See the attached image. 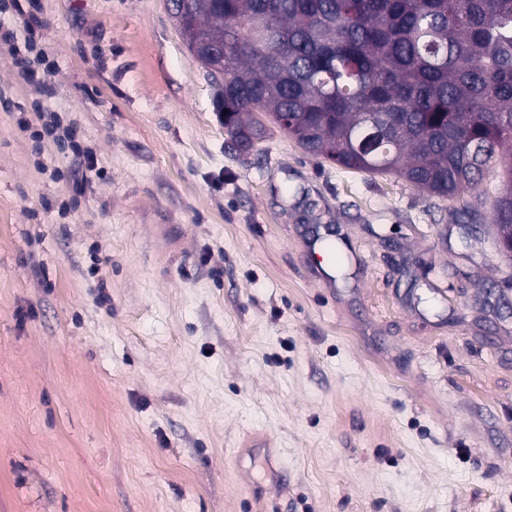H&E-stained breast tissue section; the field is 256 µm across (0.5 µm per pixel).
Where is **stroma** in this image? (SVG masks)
<instances>
[{"label":"stroma","mask_w":512,"mask_h":512,"mask_svg":"<svg viewBox=\"0 0 512 512\" xmlns=\"http://www.w3.org/2000/svg\"><path fill=\"white\" fill-rule=\"evenodd\" d=\"M213 96L167 0H0V512H512L499 170L239 152Z\"/></svg>","instance_id":"1"}]
</instances>
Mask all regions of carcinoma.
Instances as JSON below:
<instances>
[{"label":"carcinoma","mask_w":512,"mask_h":512,"mask_svg":"<svg viewBox=\"0 0 512 512\" xmlns=\"http://www.w3.org/2000/svg\"><path fill=\"white\" fill-rule=\"evenodd\" d=\"M183 41L224 51L234 147L287 115L309 153L439 198L494 166L512 225V0H193Z\"/></svg>","instance_id":"obj_1"}]
</instances>
